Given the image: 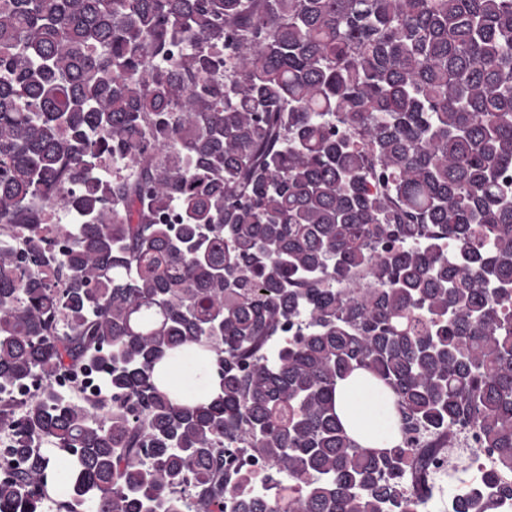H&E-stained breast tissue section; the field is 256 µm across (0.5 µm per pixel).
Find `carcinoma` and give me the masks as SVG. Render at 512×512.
Masks as SVG:
<instances>
[{"instance_id": "cac0c4a2", "label": "carcinoma", "mask_w": 512, "mask_h": 512, "mask_svg": "<svg viewBox=\"0 0 512 512\" xmlns=\"http://www.w3.org/2000/svg\"><path fill=\"white\" fill-rule=\"evenodd\" d=\"M510 171L512 0H0V512H418L466 429L448 512H501ZM356 369L392 448L336 415ZM336 414L347 433L365 448H392L399 441L393 396L363 370L338 382Z\"/></svg>"}]
</instances>
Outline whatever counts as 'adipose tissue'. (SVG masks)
Instances as JSON below:
<instances>
[{
  "label": "adipose tissue",
  "mask_w": 512,
  "mask_h": 512,
  "mask_svg": "<svg viewBox=\"0 0 512 512\" xmlns=\"http://www.w3.org/2000/svg\"><path fill=\"white\" fill-rule=\"evenodd\" d=\"M335 407L347 433L361 446L384 449L398 443L393 396L368 373L358 369L338 382Z\"/></svg>",
  "instance_id": "1"
}]
</instances>
